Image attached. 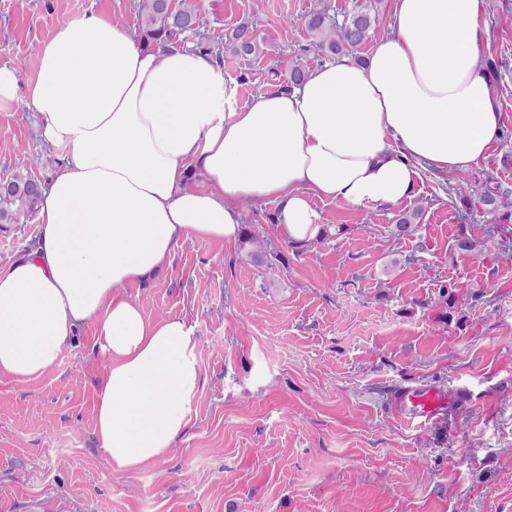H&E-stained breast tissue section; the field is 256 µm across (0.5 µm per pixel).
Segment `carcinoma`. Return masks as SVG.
Instances as JSON below:
<instances>
[{
    "mask_svg": "<svg viewBox=\"0 0 512 512\" xmlns=\"http://www.w3.org/2000/svg\"><path fill=\"white\" fill-rule=\"evenodd\" d=\"M378 3L379 0H360L351 16L340 26L329 24L321 10H313L308 27L317 37L315 48L325 55L341 56L365 43L380 24ZM140 11V40L145 46L167 43L185 33H195L200 24L197 0H186L179 10L170 9L168 0H142ZM225 51L242 58L259 55L262 53V41L253 27L241 25L227 37ZM477 196L486 211L495 216L497 223H512V199L499 186L486 181ZM40 197L41 186L28 173L19 171L0 182V231L8 230L13 224L27 223L38 208ZM419 215L417 208L401 215L395 224V234L412 235V224Z\"/></svg>",
    "mask_w": 512,
    "mask_h": 512,
    "instance_id": "carcinoma-1",
    "label": "carcinoma"
}]
</instances>
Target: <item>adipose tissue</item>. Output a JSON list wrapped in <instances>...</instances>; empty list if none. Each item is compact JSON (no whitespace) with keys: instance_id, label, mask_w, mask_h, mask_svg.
Masks as SVG:
<instances>
[{"instance_id":"adipose-tissue-1","label":"adipose tissue","mask_w":512,"mask_h":512,"mask_svg":"<svg viewBox=\"0 0 512 512\" xmlns=\"http://www.w3.org/2000/svg\"><path fill=\"white\" fill-rule=\"evenodd\" d=\"M487 7L394 0V29L365 62L323 65L243 107L213 55L142 48L95 12L59 25L27 99L61 167L42 188L35 248L0 271V375L47 374L93 326L108 358L100 447L121 472L167 461L203 384L196 339L122 289L186 240L236 242L244 202H276L280 235L306 243L322 227L313 199L384 207L410 197L420 166L470 169L500 131L479 67Z\"/></svg>"}]
</instances>
